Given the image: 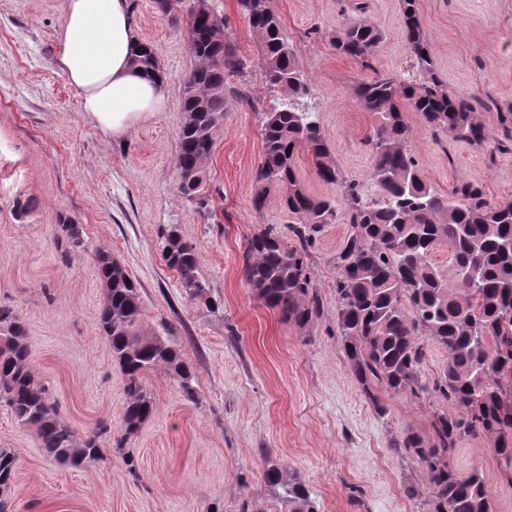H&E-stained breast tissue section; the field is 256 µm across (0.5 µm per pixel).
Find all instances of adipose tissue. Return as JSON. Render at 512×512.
<instances>
[{
	"instance_id": "1",
	"label": "adipose tissue",
	"mask_w": 512,
	"mask_h": 512,
	"mask_svg": "<svg viewBox=\"0 0 512 512\" xmlns=\"http://www.w3.org/2000/svg\"><path fill=\"white\" fill-rule=\"evenodd\" d=\"M139 36L128 0H66L55 62L103 135L124 136L162 111V83L133 64Z\"/></svg>"
}]
</instances>
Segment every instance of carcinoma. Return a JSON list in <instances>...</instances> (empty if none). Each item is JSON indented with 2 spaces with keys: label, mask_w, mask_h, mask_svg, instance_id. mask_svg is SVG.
Here are the masks:
<instances>
[{
  "label": "carcinoma",
  "mask_w": 512,
  "mask_h": 512,
  "mask_svg": "<svg viewBox=\"0 0 512 512\" xmlns=\"http://www.w3.org/2000/svg\"><path fill=\"white\" fill-rule=\"evenodd\" d=\"M240 11L261 46V70L267 90L279 105L264 112L263 159L255 180L260 192L281 193L294 241L268 224L248 241L242 278L253 295L278 310L282 320L300 328L320 315L322 303L313 286L309 247L337 216L336 202L311 196L298 179L295 154H311L315 173L328 184L342 183L352 231L336 252L333 290L336 326L348 369L375 410L386 412L383 397L408 391L426 392L422 381L426 343L448 351V360L433 381V390L452 402L455 413L432 416L429 439L408 433L402 448L426 470L431 488L430 512H492L482 473L467 476L450 466L459 442L480 435L494 439V452L512 480V201L493 204L482 187L462 178L450 194H440L421 177L410 149L406 113L423 126L481 148L484 128L469 101L442 90L435 60L421 25L417 0H401L402 37L419 77H399L374 70L372 62L383 32L364 19L347 18L336 32V52L356 60L371 75L355 94L369 113L366 139L374 191L344 181L330 160L320 125L301 110L309 93L308 78L288 43L271 0H238ZM157 10L184 22L190 33L195 65L184 81L175 168L178 191L205 213L210 210L206 162L224 122L228 100L226 78L242 74L247 61L238 54L225 18L212 0H155ZM135 63L164 78L156 52L143 42ZM58 239L77 251L84 230L65 217ZM165 260L189 295L198 297L201 283L195 245L176 227L167 229ZM440 245L450 252L449 275L432 261ZM97 274L104 288L98 327L124 377L121 432L104 423L86 434L77 432L50 402L48 389L36 382L29 365L25 324L16 311L0 304V405L10 409L22 427L36 430L41 448L57 462L79 467L101 456L109 443L132 475L134 458L127 441L153 412L147 373L163 369L177 380L186 397L195 399V371L167 337L147 336L142 323L141 289L112 254L97 255ZM18 458L0 448V512H8V492ZM264 481L289 512H317L306 483L271 454L264 459Z\"/></svg>",
  "instance_id": "carcinoma-1"
}]
</instances>
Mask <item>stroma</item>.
Here are the masks:
<instances>
[{"mask_svg": "<svg viewBox=\"0 0 512 512\" xmlns=\"http://www.w3.org/2000/svg\"><path fill=\"white\" fill-rule=\"evenodd\" d=\"M248 68L207 162L209 215L177 190L175 157L183 122V82L193 66L187 33L135 0L133 23L165 73L166 105L126 136L108 139L86 118L81 97L55 65L65 0H0V303L26 322L30 364L61 417L85 433L122 425L123 376L97 328L104 290L99 251L111 252L141 288L145 334L167 333L195 369V399L161 370L146 385L156 408L121 456L63 466L46 456L35 430L0 406V448L19 466L11 512H243L270 494L263 457L272 454L310 486L318 512H429L424 468L398 448L404 432L428 436L434 412L452 411L438 393L401 392L378 414L352 379L336 328L333 259L351 232L346 214L310 248L320 316L300 328L252 294L241 276L248 240L288 218L278 193L255 209L263 114L276 100L264 87L260 45L238 0H216ZM356 0H272L285 36L308 76L304 104L317 115L344 180L371 187L370 118L353 88L360 64L337 54L333 38ZM365 17L384 34L374 66L409 76L400 0H367ZM435 72L444 89L475 108L487 135L475 148L423 127L407 113L411 151L424 181L448 193L457 180L480 184L488 200L512 201V0H418ZM84 228L85 247L56 237L59 215ZM177 225L195 245L206 297L190 298L164 259L161 228ZM460 475L480 471L493 512H512V482L491 439L462 441L451 459Z\"/></svg>", "mask_w": 512, "mask_h": 512, "instance_id": "stroma-1", "label": "stroma"}]
</instances>
